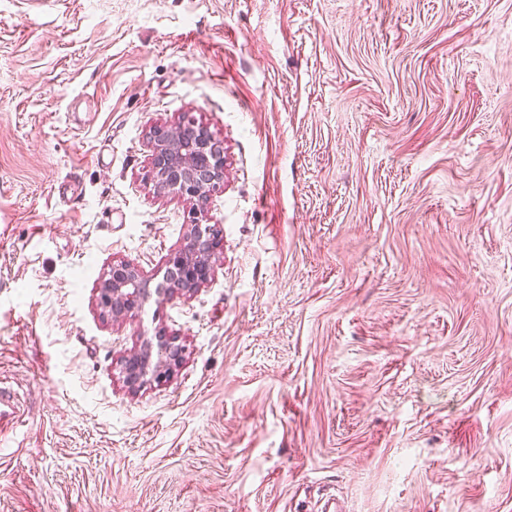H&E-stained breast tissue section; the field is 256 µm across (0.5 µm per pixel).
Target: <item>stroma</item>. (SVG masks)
Listing matches in <instances>:
<instances>
[{"mask_svg": "<svg viewBox=\"0 0 512 512\" xmlns=\"http://www.w3.org/2000/svg\"><path fill=\"white\" fill-rule=\"evenodd\" d=\"M186 112L222 262L112 323L187 243ZM0 382V512H512V0H0ZM152 178L158 190L189 203L190 232L184 249L171 255L163 279L154 278L125 262H113L102 275L96 300L112 323L133 321L151 301L160 303L174 293H193L207 284L221 264L217 241L222 225L210 224L208 198L224 183V146L193 113L182 114L173 126L153 130ZM221 230V232H220ZM183 353V347L166 336H142L139 348L121 360L124 381L133 389L148 381L161 382L180 365ZM3 408V409H2ZM16 412L13 410V405H11L10 396L6 395L4 392V389L0 386V458L5 459L8 456H11L15 450L12 448L11 442L13 441V436L16 433V429L13 430V428H17L19 426L18 420L14 421L16 419V415H14ZM6 417V424L11 423V435L10 433H4V421L1 420V416Z\"/></svg>", "mask_w": 512, "mask_h": 512, "instance_id": "obj_1", "label": "stroma"}]
</instances>
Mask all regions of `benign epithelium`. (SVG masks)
I'll use <instances>...</instances> for the list:
<instances>
[{"label":"benign epithelium","instance_id":"obj_1","mask_svg":"<svg viewBox=\"0 0 512 512\" xmlns=\"http://www.w3.org/2000/svg\"><path fill=\"white\" fill-rule=\"evenodd\" d=\"M152 178L159 190L171 192L192 204L190 232L184 249L171 255L162 281L125 262H114L102 275L96 300L103 314L114 323L133 321L145 306L174 293H193L207 284L221 265L217 241L222 225L206 217L208 198L224 183V146L191 112L182 114L173 126L153 130ZM183 347L169 338L144 336L139 348L121 360L123 378L130 388L148 381L161 382L183 358Z\"/></svg>","mask_w":512,"mask_h":512}]
</instances>
